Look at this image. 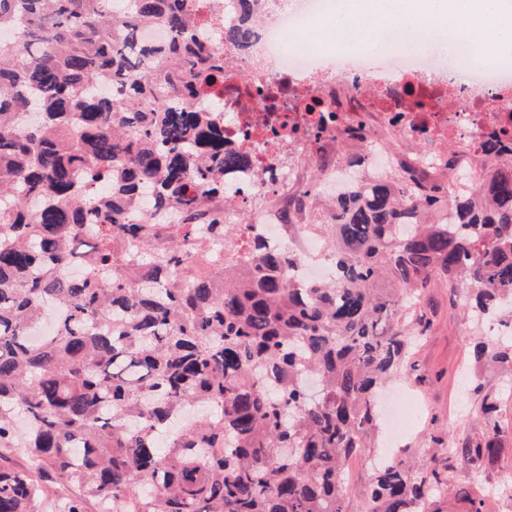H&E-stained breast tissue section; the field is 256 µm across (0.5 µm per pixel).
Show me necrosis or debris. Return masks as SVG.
Wrapping results in <instances>:
<instances>
[{"instance_id": "necrosis-or-debris-1", "label": "necrosis or debris", "mask_w": 512, "mask_h": 512, "mask_svg": "<svg viewBox=\"0 0 512 512\" xmlns=\"http://www.w3.org/2000/svg\"><path fill=\"white\" fill-rule=\"evenodd\" d=\"M192 3L209 38L236 24L254 31L216 89L225 140L255 158L233 178L239 192L225 196L224 222L238 226L242 243L259 237L294 250L304 282L328 279L331 265L321 243L328 219L295 221L286 209L307 188L302 162L319 158L320 185L335 198L403 170L464 184L488 162V139L503 136L512 148V53L477 60L463 41L448 50L423 33L370 50L301 40L336 0Z\"/></svg>"}]
</instances>
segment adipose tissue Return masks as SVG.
Listing matches in <instances>:
<instances>
[{"mask_svg": "<svg viewBox=\"0 0 512 512\" xmlns=\"http://www.w3.org/2000/svg\"><path fill=\"white\" fill-rule=\"evenodd\" d=\"M463 35L478 58L512 51V0H339L329 25L312 26V38L326 45L401 41L418 27Z\"/></svg>", "mask_w": 512, "mask_h": 512, "instance_id": "adipose-tissue-1", "label": "adipose tissue"}]
</instances>
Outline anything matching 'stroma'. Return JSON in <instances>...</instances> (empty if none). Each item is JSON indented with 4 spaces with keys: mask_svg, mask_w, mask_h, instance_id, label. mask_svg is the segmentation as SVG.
<instances>
[{
    "mask_svg": "<svg viewBox=\"0 0 512 512\" xmlns=\"http://www.w3.org/2000/svg\"><path fill=\"white\" fill-rule=\"evenodd\" d=\"M419 313L427 329L416 350L417 370L410 381L389 382L384 397L392 404L398 392L405 390L419 396L425 407L420 415L407 416L399 431H385V439L392 441L395 454L429 459L434 439L459 441L484 431L476 409L481 393H491L501 400L500 421L506 432L501 438L499 468L479 479L485 484L512 480V369L476 362L473 346L486 334L473 327L447 288L427 289ZM477 384L482 387L478 394L473 391Z\"/></svg>",
    "mask_w": 512,
    "mask_h": 512,
    "instance_id": "1",
    "label": "stroma"
}]
</instances>
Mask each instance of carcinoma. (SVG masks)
Returning a JSON list of instances; mask_svg holds the SVG:
<instances>
[{"mask_svg": "<svg viewBox=\"0 0 512 512\" xmlns=\"http://www.w3.org/2000/svg\"><path fill=\"white\" fill-rule=\"evenodd\" d=\"M159 25L168 41L141 29ZM0 512H348L344 467L372 459L363 512H426L436 467L374 459L378 393L415 369V316L432 279L474 318H512V160L471 192L383 179L336 203L332 275L296 283L300 257L260 239L247 267L215 273L233 247L224 175L253 165L224 141V52L190 0H0ZM245 27L222 32L236 50ZM452 208L457 223H403ZM197 237V263L188 244ZM121 238L145 249L130 267ZM477 357L512 365V338ZM201 414L176 426L186 406ZM500 400L486 429L441 448L481 476L498 460ZM79 486L81 497L69 496ZM512 483L481 486L486 512Z\"/></svg>", "mask_w": 512, "mask_h": 512, "instance_id": "carcinoma-1", "label": "carcinoma"}]
</instances>
